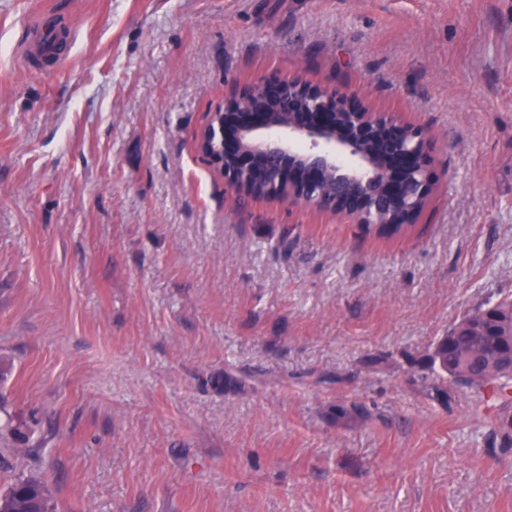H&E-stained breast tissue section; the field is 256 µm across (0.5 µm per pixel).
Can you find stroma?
I'll return each mask as SVG.
<instances>
[{
  "instance_id": "1",
  "label": "stroma",
  "mask_w": 512,
  "mask_h": 512,
  "mask_svg": "<svg viewBox=\"0 0 512 512\" xmlns=\"http://www.w3.org/2000/svg\"><path fill=\"white\" fill-rule=\"evenodd\" d=\"M67 6L56 71L21 24ZM429 127L383 238L241 198L195 149L232 82ZM512 299V0H0V488L55 512H512L500 402L417 379ZM361 406L340 419L337 406ZM49 500L37 480L18 479L0 493V512H48Z\"/></svg>"
}]
</instances>
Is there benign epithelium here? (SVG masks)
<instances>
[{
    "instance_id": "1",
    "label": "benign epithelium",
    "mask_w": 512,
    "mask_h": 512,
    "mask_svg": "<svg viewBox=\"0 0 512 512\" xmlns=\"http://www.w3.org/2000/svg\"><path fill=\"white\" fill-rule=\"evenodd\" d=\"M282 99L293 118L273 123L261 106ZM196 150L238 193L257 163L283 196L354 224H409L410 201L426 205L438 182L428 129L376 109L345 85L300 75L238 83L209 113Z\"/></svg>"
}]
</instances>
